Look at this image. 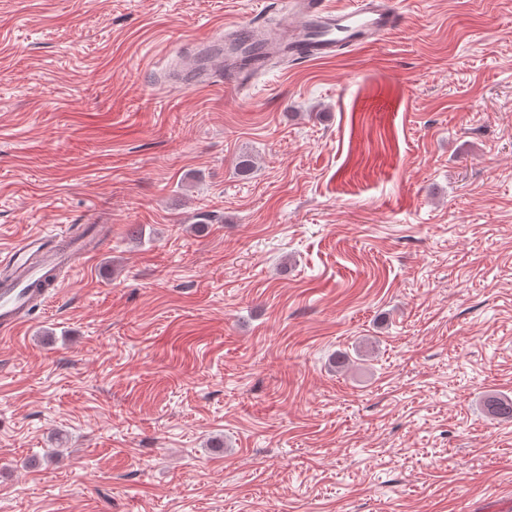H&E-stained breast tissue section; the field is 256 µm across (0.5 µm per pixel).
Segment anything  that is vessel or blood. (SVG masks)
<instances>
[{
  "label": "vessel or blood",
  "instance_id": "obj_1",
  "mask_svg": "<svg viewBox=\"0 0 512 512\" xmlns=\"http://www.w3.org/2000/svg\"><path fill=\"white\" fill-rule=\"evenodd\" d=\"M288 21L270 28L260 21L225 29L206 40V50L190 67L173 72L172 81L194 89L224 86L241 93L274 62L308 64L336 58L344 49L358 50L384 41L404 21L396 0H354L338 7L333 0H286ZM88 238L63 232L24 236L0 250V335H14L26 312L50 298L46 281L60 268H72L92 255Z\"/></svg>",
  "mask_w": 512,
  "mask_h": 512
}]
</instances>
